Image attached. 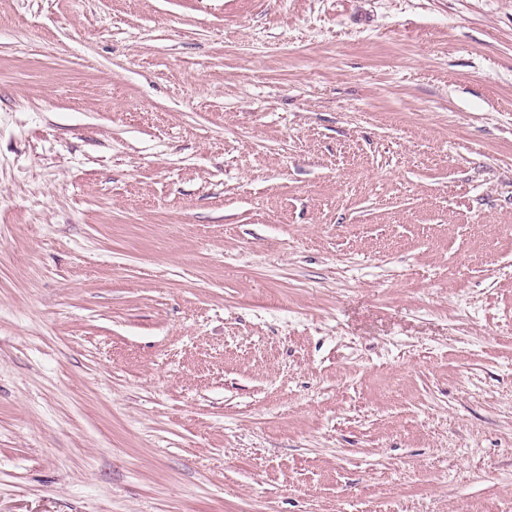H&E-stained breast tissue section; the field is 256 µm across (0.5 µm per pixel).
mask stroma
Returning <instances> with one entry per match:
<instances>
[{
    "instance_id": "obj_1",
    "label": "stroma",
    "mask_w": 512,
    "mask_h": 512,
    "mask_svg": "<svg viewBox=\"0 0 512 512\" xmlns=\"http://www.w3.org/2000/svg\"><path fill=\"white\" fill-rule=\"evenodd\" d=\"M0 512H512V0H0Z\"/></svg>"
}]
</instances>
